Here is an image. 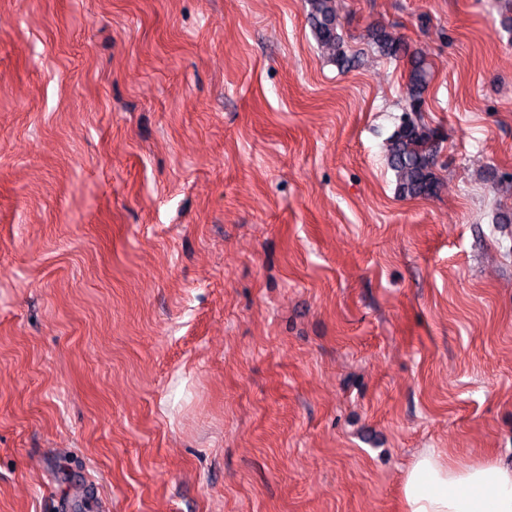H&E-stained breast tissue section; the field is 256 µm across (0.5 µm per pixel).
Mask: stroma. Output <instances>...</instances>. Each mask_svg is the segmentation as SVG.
I'll return each mask as SVG.
<instances>
[{
	"label": "stroma",
	"instance_id": "35a3bbf8",
	"mask_svg": "<svg viewBox=\"0 0 512 512\" xmlns=\"http://www.w3.org/2000/svg\"><path fill=\"white\" fill-rule=\"evenodd\" d=\"M0 0V512H400L512 460L499 0ZM423 53L437 195L386 144ZM309 22L318 45L342 71L351 70L355 60L346 48L339 33V19L335 0H309ZM403 512H512V464L460 462L423 448L406 472Z\"/></svg>",
	"mask_w": 512,
	"mask_h": 512
}]
</instances>
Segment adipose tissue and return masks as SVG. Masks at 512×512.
<instances>
[{"instance_id": "ef3b65f1", "label": "adipose tissue", "mask_w": 512, "mask_h": 512, "mask_svg": "<svg viewBox=\"0 0 512 512\" xmlns=\"http://www.w3.org/2000/svg\"><path fill=\"white\" fill-rule=\"evenodd\" d=\"M403 512H512V464L460 462L422 449L402 485Z\"/></svg>"}]
</instances>
